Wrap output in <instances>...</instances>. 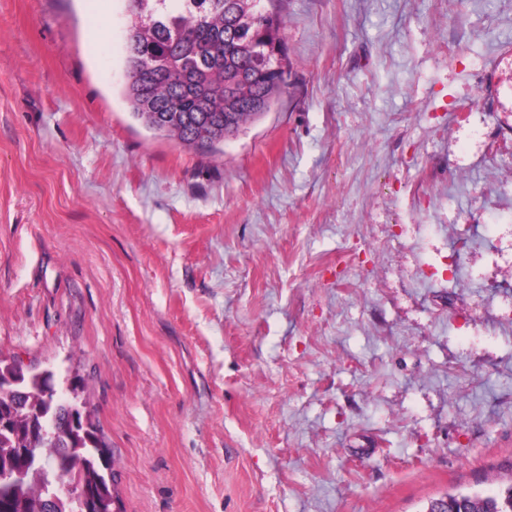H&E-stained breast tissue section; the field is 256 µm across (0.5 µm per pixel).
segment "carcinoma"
Returning <instances> with one entry per match:
<instances>
[{
	"label": "carcinoma",
	"mask_w": 512,
	"mask_h": 512,
	"mask_svg": "<svg viewBox=\"0 0 512 512\" xmlns=\"http://www.w3.org/2000/svg\"><path fill=\"white\" fill-rule=\"evenodd\" d=\"M126 83L131 113L146 128L183 145L214 144L259 119L285 92L282 22L262 0H124ZM47 377L0 355V416L23 400L47 431L69 432L59 451L33 437L25 420L0 429V469L28 460L29 471L0 485V512H84L80 484L99 512H120L95 410L89 401L43 399ZM465 512H512V486L473 494Z\"/></svg>",
	"instance_id": "cac0c4a2"
}]
</instances>
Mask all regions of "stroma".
Listing matches in <instances>:
<instances>
[{"mask_svg": "<svg viewBox=\"0 0 512 512\" xmlns=\"http://www.w3.org/2000/svg\"><path fill=\"white\" fill-rule=\"evenodd\" d=\"M83 2L0 0V355L83 379L124 512L512 485V0H264L287 90L203 147Z\"/></svg>", "mask_w": 512, "mask_h": 512, "instance_id": "1", "label": "stroma"}]
</instances>
